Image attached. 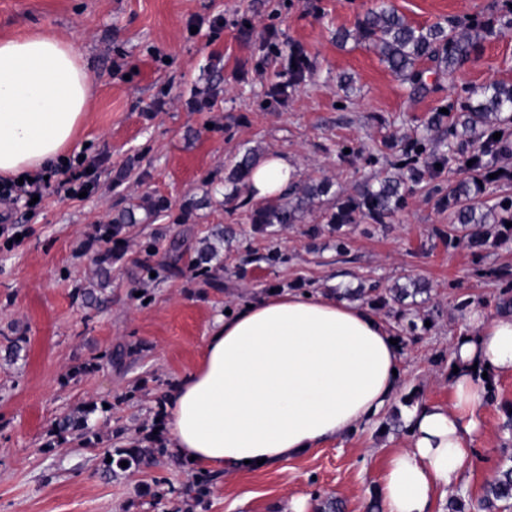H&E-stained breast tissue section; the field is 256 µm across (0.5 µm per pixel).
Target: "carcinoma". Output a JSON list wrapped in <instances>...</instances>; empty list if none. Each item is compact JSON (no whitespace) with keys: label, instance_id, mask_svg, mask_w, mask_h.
<instances>
[{"label":"carcinoma","instance_id":"carcinoma-1","mask_svg":"<svg viewBox=\"0 0 512 512\" xmlns=\"http://www.w3.org/2000/svg\"><path fill=\"white\" fill-rule=\"evenodd\" d=\"M508 7L494 22L472 17L464 22L455 19L437 21L427 26L411 23L387 0H377L356 23L354 31L341 28L336 40L343 44L352 39L356 44L378 56L387 69L402 82L408 84L412 94L425 96L433 92L428 83L427 70L422 67L431 62L435 70L448 77L478 53L479 43L487 35H502L512 31V0H505ZM316 70L313 61L297 44H288L287 65L279 80L270 84L267 95L274 101L287 98L300 86L313 80ZM512 127V84L492 81L467 89V96L459 107L448 108L444 114L435 111L422 123V132L410 138H397L393 147L400 154L390 161V171L358 185L355 193L345 195L331 191L333 182L328 178L295 179L280 197L268 199L256 205L251 199L239 200V206L250 207L249 220L253 229L264 232L270 227L286 229L302 223L314 203L320 204L322 223L332 230L347 224H385L397 212L403 210L415 187L441 176L463 147L471 148L466 160L473 161L467 167L470 176L448 184L445 188H433L436 204L450 209L452 223L448 230L438 229L437 235L448 239L454 246L461 238L476 253L491 245L500 244L508 237L489 241L483 231L486 224L512 222V197H504L489 205L480 200L487 185L502 179L489 175L499 171L496 161L499 154L508 151L509 128ZM501 133L500 139L493 138ZM263 152L247 148L229 170L225 181L232 185L229 200H238V186H246L252 170L259 164ZM137 224L135 213L128 210L119 214L112 223L101 227V238L107 242L121 243L126 227ZM218 255L217 246L208 242L192 262V267L203 271L211 282L218 280L221 264L211 265ZM427 285L413 281L381 293L378 288H347L341 296L360 300L372 308L383 309L389 302L404 304L411 299L407 311L418 306L416 297L429 294ZM498 312L512 314V278L504 277L499 283ZM109 409L91 404L79 414H67L58 422V428L80 434L84 443L92 444L97 436L89 415ZM145 435L133 437L124 448H104L99 455L100 469L105 474L135 472L156 464L169 455V449L156 438L153 429H143ZM126 461L123 467L120 462ZM211 479L206 473L196 481L185 485L181 494L197 504L204 502L210 493ZM512 508V454L504 456L497 465L493 480L487 482L478 498L458 493L448 499V512H506Z\"/></svg>","mask_w":512,"mask_h":512}]
</instances>
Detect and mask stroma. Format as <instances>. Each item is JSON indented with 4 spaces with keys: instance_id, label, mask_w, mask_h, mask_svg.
<instances>
[{
    "instance_id": "35a3bbf8",
    "label": "stroma",
    "mask_w": 512,
    "mask_h": 512,
    "mask_svg": "<svg viewBox=\"0 0 512 512\" xmlns=\"http://www.w3.org/2000/svg\"><path fill=\"white\" fill-rule=\"evenodd\" d=\"M419 25L444 18H487L503 0H392ZM371 0H0V37L50 29L74 40L93 76L88 112L68 159H85L93 180L82 199L51 189L41 206L4 205L19 239L0 236V512H284L296 497L314 507L331 499L345 512H369L385 450L404 447L408 434L386 422L330 440L287 467L217 475L203 504L178 490L196 466L170 457L134 475L101 476L98 448H123L142 427L165 417V397L195 367L217 315L269 290L330 292L379 282H429L432 298L415 324L397 306L381 310L404 354L402 388L390 415L448 402V359L454 336L469 329L458 302L497 318L495 274L512 272V240L473 254L466 243L437 236L448 212L430 188L407 200L387 224L351 229L344 255L336 236L316 238L301 226L253 232L247 211L224 202L232 187L224 172L245 148L288 155L298 177L330 178L354 193L365 176L387 167L392 135H412L434 110L455 102L468 85L512 83V35L483 41L478 56L454 77L430 73L427 96L410 95L402 81L365 48L337 46L334 34L353 28ZM221 27H214V20ZM300 45L314 60L312 83L282 104L265 90L286 55L266 43ZM354 79L349 90L340 75ZM358 149L342 165L343 147ZM164 198L157 217L143 198ZM197 207L184 211L189 200ZM138 219L113 249L109 277L91 261L103 248L98 229L128 208ZM233 230L219 243L218 282L190 268L205 238ZM159 241L145 255L150 241ZM282 262L268 264L269 249ZM105 303L87 305L84 289ZM496 399L479 413L481 441L464 471L480 496L512 433V377L496 379ZM107 404L98 448L57 420L87 402Z\"/></svg>"
}]
</instances>
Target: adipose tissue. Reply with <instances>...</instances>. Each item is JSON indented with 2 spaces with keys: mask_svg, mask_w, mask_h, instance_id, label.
Masks as SVG:
<instances>
[{
  "mask_svg": "<svg viewBox=\"0 0 512 512\" xmlns=\"http://www.w3.org/2000/svg\"><path fill=\"white\" fill-rule=\"evenodd\" d=\"M92 77L77 46L49 30L0 38V176L61 163L85 118ZM297 173L271 153L249 181L260 201ZM452 347L447 405L409 411L405 447L378 482L382 512H435L471 460L486 378L512 376V320L469 316ZM371 308L329 293L274 291L217 316L199 363L168 392L170 447L234 474L301 457L357 431L390 403L400 346Z\"/></svg>",
  "mask_w": 512,
  "mask_h": 512,
  "instance_id": "obj_1",
  "label": "adipose tissue"
}]
</instances>
